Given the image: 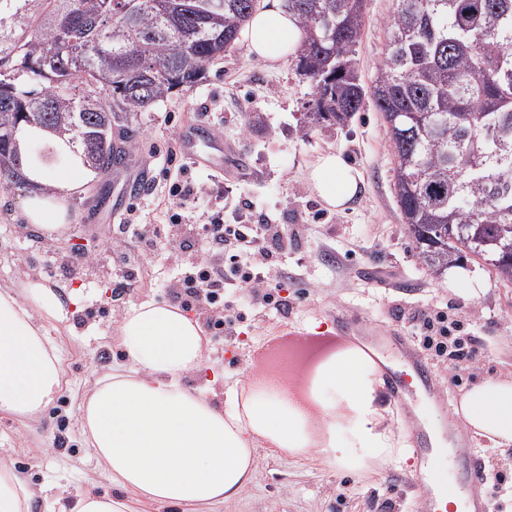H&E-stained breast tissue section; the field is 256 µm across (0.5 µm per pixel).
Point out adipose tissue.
Wrapping results in <instances>:
<instances>
[{"label":"adipose tissue","mask_w":512,"mask_h":512,"mask_svg":"<svg viewBox=\"0 0 512 512\" xmlns=\"http://www.w3.org/2000/svg\"><path fill=\"white\" fill-rule=\"evenodd\" d=\"M300 30L280 0H265L246 24L245 45L276 63L299 49ZM23 146L51 142L62 165L30 162L34 188L23 202L28 223L52 233L67 231L70 195L94 179L81 153L66 140L27 126ZM312 183L327 206L340 210L359 190L356 171L340 156H321ZM66 304L46 284L27 281L22 292L0 289V412L33 418L55 400L61 386L58 348L46 326L62 320ZM118 336L124 364L98 381L80 413L82 433L117 486L148 500L205 508L232 501L256 478L255 450L292 455L319 449L346 471L368 460L401 456L403 436L386 422L383 379L363 348L351 346L322 363L302 392L261 375L225 390L223 405L207 391L183 386L204 363V329L179 307L153 300L124 313ZM490 447H512V376L471 385L452 409Z\"/></svg>","instance_id":"obj_1"}]
</instances>
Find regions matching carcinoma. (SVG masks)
<instances>
[{"mask_svg":"<svg viewBox=\"0 0 512 512\" xmlns=\"http://www.w3.org/2000/svg\"><path fill=\"white\" fill-rule=\"evenodd\" d=\"M0 0L24 39L0 47V189L28 183L16 135L21 124L66 136L88 167L102 172L122 156L102 147L112 124L143 112L172 90L193 86L210 62L237 49L258 0ZM301 30L299 73L314 83L301 137L343 125L365 90L352 59L364 27V0H284ZM99 20L90 36L85 22ZM388 54L371 97L392 148L401 224L421 265L439 278L472 255L512 284V0H395L384 21ZM79 42L89 86L63 64ZM32 74L38 92L16 81ZM103 90L101 111L85 95Z\"/></svg>","mask_w":512,"mask_h":512,"instance_id":"carcinoma-1","label":"carcinoma"}]
</instances>
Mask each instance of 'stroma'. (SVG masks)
I'll return each mask as SVG.
<instances>
[{
    "label": "stroma",
    "mask_w": 512,
    "mask_h": 512,
    "mask_svg": "<svg viewBox=\"0 0 512 512\" xmlns=\"http://www.w3.org/2000/svg\"><path fill=\"white\" fill-rule=\"evenodd\" d=\"M393 0H366L365 26L355 47L356 68L371 85L386 53L385 17ZM314 88L299 74L295 57L272 65L233 50L211 62L192 88L176 90L143 112L131 114L115 133L129 131L124 147L131 159L120 172L97 176L84 194L70 199L71 222L63 236L27 224L25 185L0 190V285L21 289L38 279L59 294L79 289L64 320L47 332L61 355L63 377L52 407L23 419L0 412V459L8 462L33 492L31 512H61L62 504L84 492L109 493L127 512H192L138 500L105 478L101 462L81 433L82 405L98 380L124 361L117 325L130 307L147 299L165 300L174 262L142 265L130 296L112 297L113 223L111 209L139 203L144 222L169 219L170 166L167 148L189 126H207L224 145V154L242 167L215 173L187 166L181 183L204 188L205 206L224 204L228 224L265 221L292 231L281 264L287 277H274L287 315L256 307L234 318L232 333L209 338L206 363L219 375L184 377L191 390H207L223 403L224 390L267 371L261 352L271 341L293 332L332 336L337 321L347 322L354 339L388 334L414 338L412 316L420 311L448 317L451 336L466 339L471 360L449 368L430 352L421 358L432 369L435 388L456 402L474 382L512 373V285L498 282L481 261H466L486 289L471 303L457 299L442 280L418 262L400 222L393 190V157L383 120L372 102L341 127H318L309 137L298 132ZM253 124H246V115ZM341 154L360 175L359 193L347 208L327 207L309 180L320 155ZM66 418L70 450L52 451L58 416ZM469 445L484 461L482 492L492 495L495 512H512V447L490 448L470 436ZM255 482L240 500L215 512H422L420 492L405 474L411 464L399 459L360 472L339 469L317 449L293 456L271 448L255 451Z\"/></svg>",
    "instance_id": "obj_1"
}]
</instances>
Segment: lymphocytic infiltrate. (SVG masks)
Wrapping results in <instances>:
<instances>
[{"instance_id": "1", "label": "lymphocytic infiltrate", "mask_w": 512, "mask_h": 512, "mask_svg": "<svg viewBox=\"0 0 512 512\" xmlns=\"http://www.w3.org/2000/svg\"><path fill=\"white\" fill-rule=\"evenodd\" d=\"M287 237V225L228 224L220 211L208 214L203 224H184L177 218L166 225L141 224L133 206L116 228L117 243L136 242L141 259L166 261L176 252L187 257L181 276L168 288L169 296L183 310L203 316L219 335L225 326L224 301L238 291H245L251 304L287 312V303L271 293L269 279ZM415 320L426 349L454 368L468 360L461 342L450 340L444 316L420 313Z\"/></svg>"}]
</instances>
